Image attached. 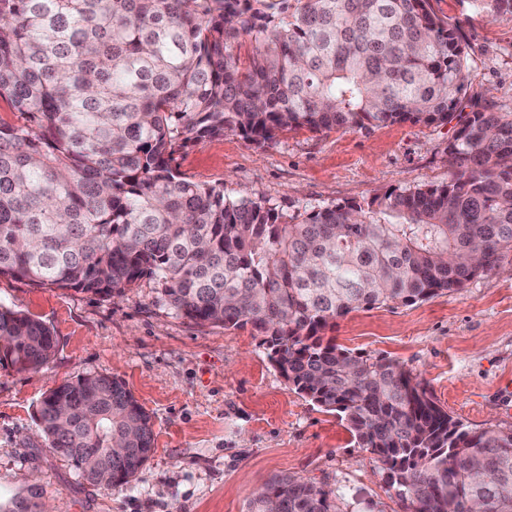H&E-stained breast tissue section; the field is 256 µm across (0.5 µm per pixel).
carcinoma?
<instances>
[{
	"label": "carcinoma",
	"instance_id": "carcinoma-1",
	"mask_svg": "<svg viewBox=\"0 0 512 512\" xmlns=\"http://www.w3.org/2000/svg\"><path fill=\"white\" fill-rule=\"evenodd\" d=\"M496 18L512 0H466ZM254 53L241 60L245 40ZM460 27L429 0H0V278L119 298L153 280L197 324L251 326L289 385L337 414L405 512H512V429H471L412 371L323 336L357 309L459 291L512 251V112L467 95ZM448 184L395 188L293 224L173 165L234 133L448 124ZM46 323L0 305V366L49 364ZM47 448L122 487L154 452L124 382L88 373L44 394ZM272 479L247 512H343ZM0 512H40L14 499Z\"/></svg>",
	"mask_w": 512,
	"mask_h": 512
}]
</instances>
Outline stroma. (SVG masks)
Masks as SVG:
<instances>
[{
  "instance_id": "35a3bbf8",
  "label": "stroma",
  "mask_w": 512,
  "mask_h": 512,
  "mask_svg": "<svg viewBox=\"0 0 512 512\" xmlns=\"http://www.w3.org/2000/svg\"><path fill=\"white\" fill-rule=\"evenodd\" d=\"M460 23L470 93L512 112V18L431 0ZM449 125L385 124L363 131L302 129L265 147L227 133L177 153L180 170L226 197L306 213L364 203L393 188L448 181ZM0 304L46 322L57 338L37 371L0 368V500L40 487L49 512H244L274 476L343 488L350 512H402L382 465L344 421L297 393L251 327L199 325L151 280L104 298L0 278ZM328 337L356 353L399 361L470 428H512V251L462 290L412 306L360 309ZM94 373L122 379L152 417L155 450L120 488L88 484L46 448L35 411L48 390Z\"/></svg>"
}]
</instances>
